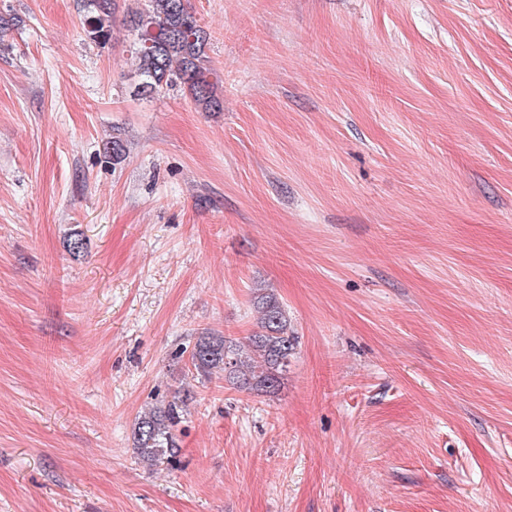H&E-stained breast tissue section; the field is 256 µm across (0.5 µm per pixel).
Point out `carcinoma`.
Here are the masks:
<instances>
[{
  "mask_svg": "<svg viewBox=\"0 0 512 512\" xmlns=\"http://www.w3.org/2000/svg\"><path fill=\"white\" fill-rule=\"evenodd\" d=\"M76 5L86 18L91 39L106 44L114 0H76ZM130 25L136 32V92L150 95L179 84L203 110L220 109L216 94L220 79L207 56L209 36L189 0H144L143 8L130 16ZM253 306L259 314V330L248 337L249 355H243L233 340L205 331L190 351V371L200 376L222 373L225 382L241 391L279 389L296 349L295 337L288 335V312L272 290L260 285L255 288ZM193 398V391L185 388L139 416L133 450L140 462L155 466L177 458L175 431Z\"/></svg>",
  "mask_w": 512,
  "mask_h": 512,
  "instance_id": "obj_1",
  "label": "carcinoma"
}]
</instances>
